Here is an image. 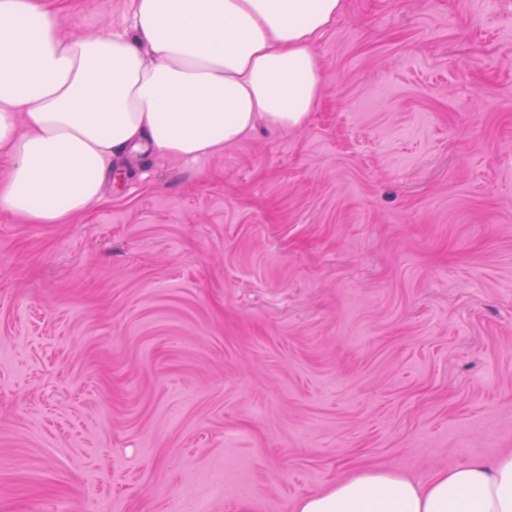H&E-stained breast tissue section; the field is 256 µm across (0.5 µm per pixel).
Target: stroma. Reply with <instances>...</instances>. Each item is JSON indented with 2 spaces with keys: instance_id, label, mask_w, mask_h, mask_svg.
<instances>
[{
  "instance_id": "stroma-1",
  "label": "stroma",
  "mask_w": 512,
  "mask_h": 512,
  "mask_svg": "<svg viewBox=\"0 0 512 512\" xmlns=\"http://www.w3.org/2000/svg\"><path fill=\"white\" fill-rule=\"evenodd\" d=\"M78 36L133 0H40ZM296 131L0 209V512H292L512 451V0H345Z\"/></svg>"
}]
</instances>
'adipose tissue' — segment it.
<instances>
[{
    "label": "adipose tissue",
    "instance_id": "adipose-tissue-1",
    "mask_svg": "<svg viewBox=\"0 0 512 512\" xmlns=\"http://www.w3.org/2000/svg\"><path fill=\"white\" fill-rule=\"evenodd\" d=\"M344 0H133L128 30L77 37L39 0H0V207L59 224L99 200L118 156L216 153L259 122L303 126L315 44ZM292 512H512V452L422 478L369 467Z\"/></svg>",
    "mask_w": 512,
    "mask_h": 512
}]
</instances>
